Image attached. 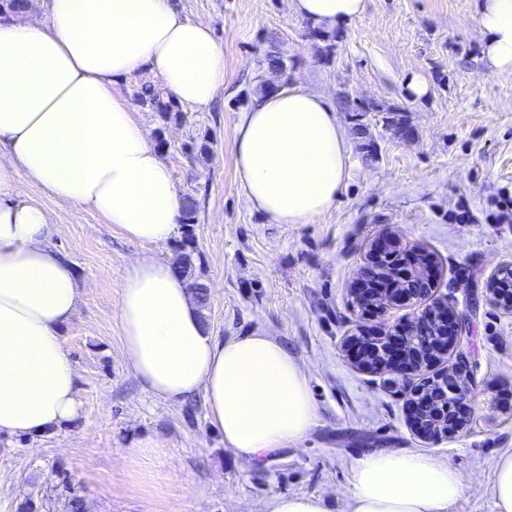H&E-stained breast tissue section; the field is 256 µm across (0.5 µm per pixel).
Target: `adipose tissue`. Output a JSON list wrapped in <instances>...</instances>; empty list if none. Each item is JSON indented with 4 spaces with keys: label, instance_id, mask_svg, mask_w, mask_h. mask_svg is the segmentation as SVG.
Segmentation results:
<instances>
[{
    "label": "adipose tissue",
    "instance_id": "1",
    "mask_svg": "<svg viewBox=\"0 0 512 512\" xmlns=\"http://www.w3.org/2000/svg\"><path fill=\"white\" fill-rule=\"evenodd\" d=\"M333 30L364 0H291ZM483 53L512 69V0H482ZM178 103L204 109L224 85V53L207 22L173 0H48L44 20L0 15V435L37 436L79 412L78 375L61 330L81 287L51 246L46 210L12 196L17 176L58 203L98 213L125 239L169 241L182 199L168 166L114 93L144 66ZM349 148L336 110L301 87L269 91L241 114L234 173L249 208L273 224H306L336 203ZM127 365L142 387L180 403L202 394L210 425L237 456L272 458L315 424L306 371L274 337L213 336L169 260L144 257L121 283ZM463 493L447 463L411 449L361 458L350 512H447Z\"/></svg>",
    "mask_w": 512,
    "mask_h": 512
}]
</instances>
